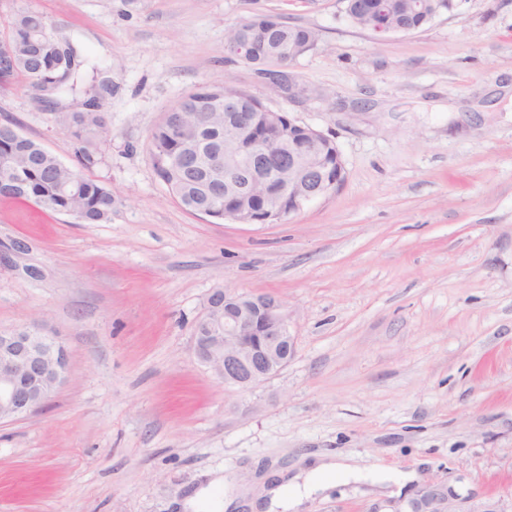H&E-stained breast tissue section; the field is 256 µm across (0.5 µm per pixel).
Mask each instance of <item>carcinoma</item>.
I'll return each instance as SVG.
<instances>
[{
	"label": "carcinoma",
	"instance_id": "carcinoma-1",
	"mask_svg": "<svg viewBox=\"0 0 512 512\" xmlns=\"http://www.w3.org/2000/svg\"><path fill=\"white\" fill-rule=\"evenodd\" d=\"M10 57L0 60V81H27L35 99L45 102L65 94L86 97L82 112H60L58 120L78 140L104 129L103 113L95 110L103 88L94 75L84 83L80 50L74 42L50 31L41 14L24 11L6 25ZM250 50L244 59L287 80L285 70L317 46L319 35L309 27L287 24L272 29L264 16L227 27L226 50L238 40ZM224 91L206 85L168 109L151 133L154 169L170 194L186 210L214 220L224 219V192L212 181L224 166ZM0 196L30 202L84 224L112 221L115 199L104 184L61 161L13 123L0 124Z\"/></svg>",
	"mask_w": 512,
	"mask_h": 512
}]
</instances>
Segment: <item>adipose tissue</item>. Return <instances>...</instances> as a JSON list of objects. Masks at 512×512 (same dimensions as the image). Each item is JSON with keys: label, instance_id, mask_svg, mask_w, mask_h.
<instances>
[{"label": "adipose tissue", "instance_id": "adipose-tissue-1", "mask_svg": "<svg viewBox=\"0 0 512 512\" xmlns=\"http://www.w3.org/2000/svg\"><path fill=\"white\" fill-rule=\"evenodd\" d=\"M343 476L353 480L373 478L386 481L379 467L362 469L345 461L328 458L312 470L294 475H281L278 481L251 501L252 512H302L307 501L324 491L332 477Z\"/></svg>", "mask_w": 512, "mask_h": 512}]
</instances>
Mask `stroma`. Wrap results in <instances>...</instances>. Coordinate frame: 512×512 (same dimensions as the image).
Here are the masks:
<instances>
[{
  "mask_svg": "<svg viewBox=\"0 0 512 512\" xmlns=\"http://www.w3.org/2000/svg\"><path fill=\"white\" fill-rule=\"evenodd\" d=\"M40 12L106 72L107 126L87 174L116 200L82 224L0 198V330L38 322L64 382L0 423V512H198L254 478L341 455L417 471L408 488L336 479L307 512H512V0H454L383 38L341 0H0ZM258 14L316 29L288 98L225 48ZM249 94L332 138L345 181L276 224L216 222L158 179L150 135L205 85ZM81 100L0 84L16 123L68 164L57 121ZM224 288L288 307L296 352L253 388L198 360L193 327Z\"/></svg>",
  "mask_w": 512,
  "mask_h": 512,
  "instance_id": "stroma-1",
  "label": "stroma"
}]
</instances>
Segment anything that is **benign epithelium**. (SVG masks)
<instances>
[{
	"mask_svg": "<svg viewBox=\"0 0 512 512\" xmlns=\"http://www.w3.org/2000/svg\"><path fill=\"white\" fill-rule=\"evenodd\" d=\"M361 25L378 38L394 33L390 7L383 0H360ZM243 102L228 99L224 110V219L236 224H274L307 203L336 191V173L329 169L328 140L312 126L287 112H267V126L287 131L291 148L283 151L276 170L285 186L274 195L256 192L263 151L246 154L238 144L262 136L252 129ZM194 330L199 361L224 385L248 388L279 372L296 352L284 301L274 294L235 293L217 288L207 298ZM68 367L64 347L39 325L0 331V423L23 418L48 401L63 383ZM424 512H448V500L437 490L423 492Z\"/></svg>",
	"mask_w": 512,
	"mask_h": 512,
	"instance_id": "obj_1",
	"label": "benign epithelium"
}]
</instances>
